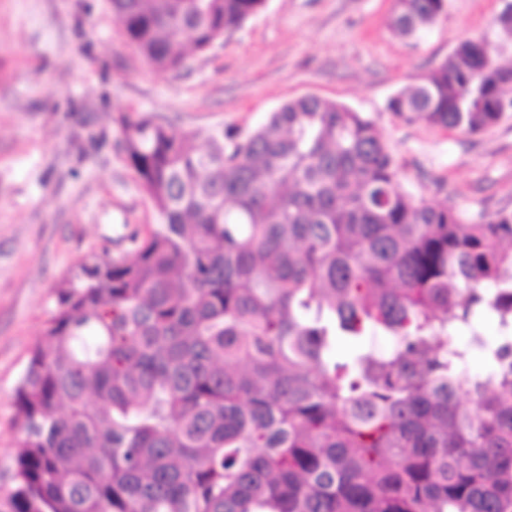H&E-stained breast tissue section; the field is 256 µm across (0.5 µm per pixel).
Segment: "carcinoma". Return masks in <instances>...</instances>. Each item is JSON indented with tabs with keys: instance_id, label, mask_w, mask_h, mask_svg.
Here are the masks:
<instances>
[{
	"instance_id": "1",
	"label": "carcinoma",
	"mask_w": 512,
	"mask_h": 512,
	"mask_svg": "<svg viewBox=\"0 0 512 512\" xmlns=\"http://www.w3.org/2000/svg\"><path fill=\"white\" fill-rule=\"evenodd\" d=\"M110 4L139 55L177 71L184 40L205 51L267 0ZM447 8L394 0L391 28L418 39ZM492 28L512 35V0ZM510 48L462 39L387 111L496 126ZM117 114L156 223L57 289L0 512H512V210L467 220L413 196L375 119L315 95L200 149ZM464 328L469 345L448 342Z\"/></svg>"
}]
</instances>
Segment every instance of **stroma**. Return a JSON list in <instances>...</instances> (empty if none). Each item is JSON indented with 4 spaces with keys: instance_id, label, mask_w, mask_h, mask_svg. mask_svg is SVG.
<instances>
[{
    "instance_id": "35a3bbf8",
    "label": "stroma",
    "mask_w": 512,
    "mask_h": 512,
    "mask_svg": "<svg viewBox=\"0 0 512 512\" xmlns=\"http://www.w3.org/2000/svg\"><path fill=\"white\" fill-rule=\"evenodd\" d=\"M501 7L448 0L415 41L390 30L393 0H268L172 73L126 43L108 0H0V485L18 453L15 389L57 282L84 259L126 252L155 221L120 155L117 107L185 132H250L313 94L376 120L411 193L469 217L512 210V117L462 135L386 110Z\"/></svg>"
}]
</instances>
